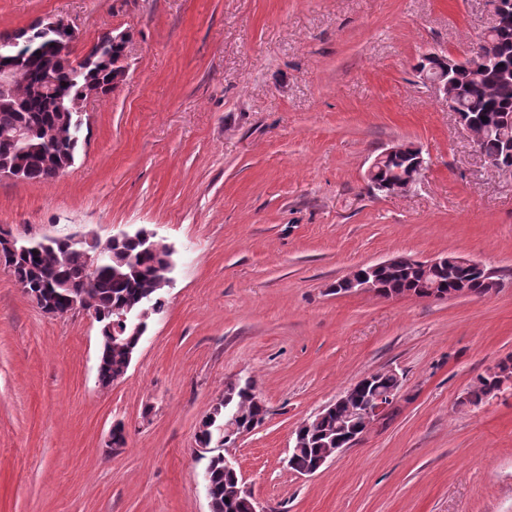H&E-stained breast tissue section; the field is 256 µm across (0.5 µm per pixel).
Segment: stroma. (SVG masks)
I'll return each mask as SVG.
<instances>
[{"mask_svg": "<svg viewBox=\"0 0 512 512\" xmlns=\"http://www.w3.org/2000/svg\"><path fill=\"white\" fill-rule=\"evenodd\" d=\"M50 16L78 24L77 57L131 29L129 75L85 104L63 174L0 180V226L102 242L143 229L176 266L109 389L98 323L45 315L0 267V512H209L196 434L238 377L268 414L230 453L275 512H512V385L460 403L512 356V175L414 70L483 36L488 0H0V34ZM397 141L427 166L383 195L366 172ZM449 253L500 288L336 291L359 266ZM386 368L412 396L390 423L313 475L289 469L296 427Z\"/></svg>", "mask_w": 512, "mask_h": 512, "instance_id": "stroma-1", "label": "stroma"}]
</instances>
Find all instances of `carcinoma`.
I'll list each match as a JSON object with an SVG mask.
<instances>
[{"instance_id":"1","label":"carcinoma","mask_w":512,"mask_h":512,"mask_svg":"<svg viewBox=\"0 0 512 512\" xmlns=\"http://www.w3.org/2000/svg\"><path fill=\"white\" fill-rule=\"evenodd\" d=\"M483 40L491 43L496 51V64L499 68L512 66V27L494 29L483 35ZM51 39L36 22L20 32L17 44L9 48V54L31 67H36L42 56L50 52ZM112 59L96 58L92 61H72L64 59L60 68L72 72L71 79L54 87V92L39 98L22 95L19 104L12 110L0 109V165L14 164L27 181H47L56 178L69 168L74 160L79 142L51 141L47 139V129L56 123V112L49 109L51 100L58 96L75 98L88 82H107ZM496 73L488 69L479 75L463 70L458 73L460 93L459 111L465 113L482 135L483 153L493 159L504 158L503 138H512V94L492 96L485 91V85ZM24 126L29 131L27 143L11 139L12 130ZM405 161L390 160L375 175L376 191L388 193V185L397 178V171L404 169ZM113 259L110 267L101 270L98 275L86 282L84 270L92 251L86 248L72 247L64 241L45 249L33 243L14 260L12 276L14 281L31 290L45 291L53 296L56 306L65 310L66 297L73 288H81L89 299V308L98 316L100 329V361L98 377L108 383L117 376L126 363L123 348L110 345L109 327L117 319L129 302L141 295L154 292L160 295L165 287L161 280V270L173 259L170 248L158 243L150 250L144 249L137 241L127 240L112 249ZM456 255H448V264L442 268L430 270L401 269L391 279V286L406 290H425L427 288H454L466 283L479 291L487 288L480 271H470L454 264ZM497 391L490 379L479 376L471 388L470 403L477 405ZM232 396L235 422L244 426L258 418L267 416V408L259 400L247 383H239L227 388ZM225 420L224 402L211 406L202 419L196 442L203 448L211 449V455L205 467L207 471V489L216 501L220 512H249L248 504L232 498L234 478L224 472ZM338 413L327 408L304 421L297 431L306 433L303 447L294 451L291 459L293 470L306 468L314 455L322 448L336 447V429Z\"/></svg>"}]
</instances>
